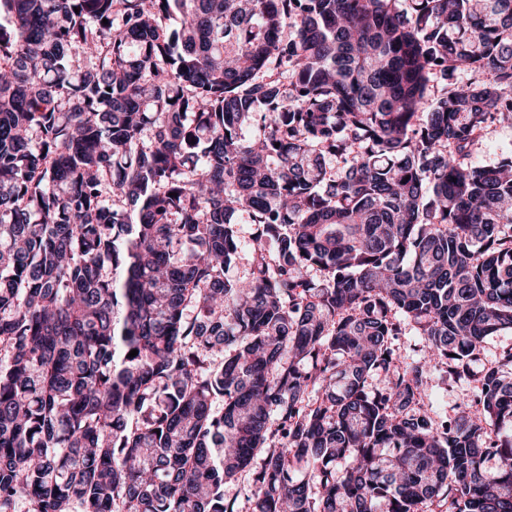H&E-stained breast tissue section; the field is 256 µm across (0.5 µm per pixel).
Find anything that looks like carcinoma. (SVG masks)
<instances>
[{"instance_id":"cac0c4a2","label":"carcinoma","mask_w":512,"mask_h":512,"mask_svg":"<svg viewBox=\"0 0 512 512\" xmlns=\"http://www.w3.org/2000/svg\"><path fill=\"white\" fill-rule=\"evenodd\" d=\"M1 15L0 512H512V0ZM512 153V126H498L489 135L485 148L478 158L486 164H493L502 155ZM430 387L434 406L438 411L448 414H453L452 409L461 401L472 399L475 392L473 384H450L441 378L440 373L433 375ZM252 472L246 471L240 473L235 482L225 486V494L227 497H233L234 495H239L236 507L239 510H243V512H251L250 511V502L247 501V498L243 495L244 489L251 485L252 482Z\"/></svg>"}]
</instances>
